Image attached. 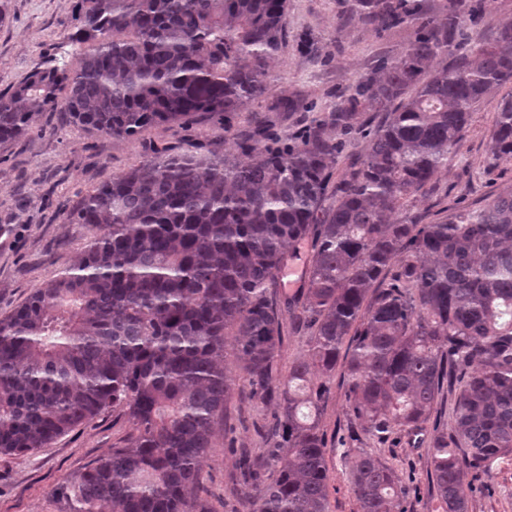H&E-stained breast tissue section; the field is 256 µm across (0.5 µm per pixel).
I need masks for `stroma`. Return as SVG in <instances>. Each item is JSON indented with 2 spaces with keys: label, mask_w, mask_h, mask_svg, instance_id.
<instances>
[{
  "label": "stroma",
  "mask_w": 512,
  "mask_h": 512,
  "mask_svg": "<svg viewBox=\"0 0 512 512\" xmlns=\"http://www.w3.org/2000/svg\"><path fill=\"white\" fill-rule=\"evenodd\" d=\"M73 3L10 0L9 16L0 23L1 93L52 61L75 64L67 39ZM467 6L475 14L459 25L457 43L492 40L499 23L512 21V0H467ZM412 36L408 27L378 30L366 24L351 12L348 0H288L285 44L270 64L267 90L249 109L234 114L229 135L223 121L208 116L194 118L181 130L157 124L135 137L118 138L88 132L62 112L35 113L30 134L0 149V317L54 280L95 236L92 225L65 221L87 192L183 139L206 143L219 152L230 150L233 133L247 131L260 117L270 118L278 133H291L313 113L329 111L349 85L372 75L378 58L398 55ZM510 94L512 88L502 87L471 112L447 169L406 207L418 223L439 222L512 192V162H498L492 156L495 114L501 98ZM290 101L295 104L291 112L284 108ZM291 253L271 290L280 302L306 286L310 241L293 246ZM230 371L236 385L203 467L201 512H237L242 454L265 463L268 476L277 470L272 459L275 442L268 433L277 407L252 395L239 362H231ZM346 390L342 375H335L317 418L329 450V512H358L344 457L356 447L398 472L406 512H435L438 501L428 453L434 428L449 429L453 421V396L443 395L422 429L396 425L378 437L365 433L354 419ZM131 433L125 415L108 412L50 447L19 455L0 453V512H68L63 487L124 444ZM470 486L469 512H512V460L471 478Z\"/></svg>",
  "instance_id": "stroma-1"
}]
</instances>
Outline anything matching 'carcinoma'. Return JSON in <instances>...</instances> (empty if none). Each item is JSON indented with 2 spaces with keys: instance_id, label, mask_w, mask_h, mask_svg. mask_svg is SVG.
<instances>
[{
  "instance_id": "obj_1",
  "label": "carcinoma",
  "mask_w": 512,
  "mask_h": 512,
  "mask_svg": "<svg viewBox=\"0 0 512 512\" xmlns=\"http://www.w3.org/2000/svg\"><path fill=\"white\" fill-rule=\"evenodd\" d=\"M350 2L376 28L412 26L413 40L291 134L260 120L235 153L166 149L94 188L65 223L100 234L0 319V453L48 448L110 408L132 425L124 446L70 482V512H197L232 358L253 395L276 401L284 453L270 482L243 461V512H329L315 416L342 358L351 412L373 435L424 424L443 384H460L454 424L430 449L439 512H469L468 471L512 459V194L435 224L396 219L448 167L470 112L512 85V23L455 52L466 0H448L442 17L411 0ZM286 9L77 0L76 66L0 93V148L36 112L115 137L201 114L224 117L228 132L266 91ZM390 107L381 126L365 119ZM355 139L364 153L333 180ZM492 150L512 162V97L496 112ZM310 234L308 287L280 305L268 290L287 248ZM286 316L310 326V358L279 382ZM345 456L359 512H404L392 467L365 451Z\"/></svg>"
}]
</instances>
